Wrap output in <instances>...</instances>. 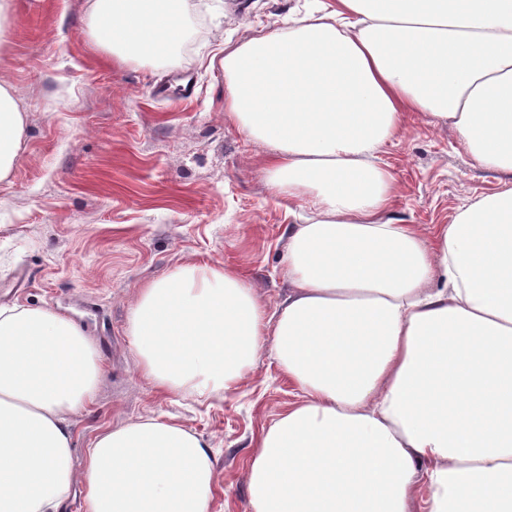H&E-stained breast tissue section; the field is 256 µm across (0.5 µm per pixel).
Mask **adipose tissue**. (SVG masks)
Returning <instances> with one entry per match:
<instances>
[{"instance_id": "ef3b65f1", "label": "adipose tissue", "mask_w": 512, "mask_h": 512, "mask_svg": "<svg viewBox=\"0 0 512 512\" xmlns=\"http://www.w3.org/2000/svg\"><path fill=\"white\" fill-rule=\"evenodd\" d=\"M225 49L224 109L269 143L267 185L314 213L288 234V295L267 312L236 270L180 265L143 284L129 319L163 393L234 391L270 350L300 398L259 434L251 512H512V188L434 238L388 212L377 162L419 112L477 164L512 172V0H336ZM122 63L168 56L177 0H88ZM25 138L0 81V181ZM103 369L89 336L46 308L0 309V512H209L206 443L143 419L99 434L76 473V414Z\"/></svg>"}]
</instances>
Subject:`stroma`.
Segmentation results:
<instances>
[{
	"instance_id": "stroma-1",
	"label": "stroma",
	"mask_w": 512,
	"mask_h": 512,
	"mask_svg": "<svg viewBox=\"0 0 512 512\" xmlns=\"http://www.w3.org/2000/svg\"><path fill=\"white\" fill-rule=\"evenodd\" d=\"M304 0H179L182 37L170 62L124 64L92 38L87 0H16L0 81L11 85L26 139L0 182V287L19 271L27 288L12 301L76 321L105 374L75 426L74 466L108 428L173 419L208 445L210 512H249L246 473L253 440L296 401L297 388L270 353L233 392L166 395L141 373L128 335L138 288L183 261L238 270L268 310L288 293V228L306 201L266 187V144L247 139L224 112L222 43L286 30ZM175 74L195 84L191 100L157 98ZM395 178L391 212L424 232L512 182L477 165L450 125L411 112L382 148Z\"/></svg>"
}]
</instances>
